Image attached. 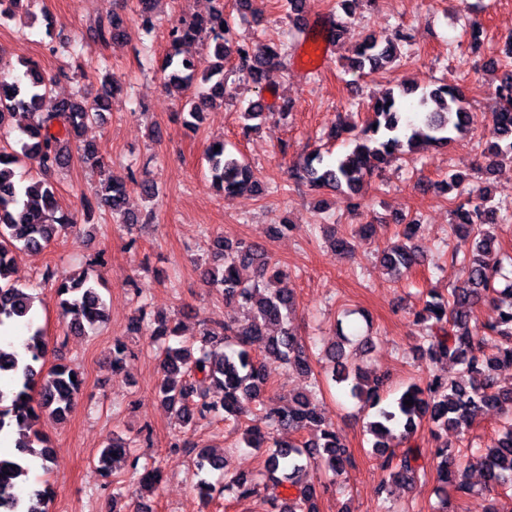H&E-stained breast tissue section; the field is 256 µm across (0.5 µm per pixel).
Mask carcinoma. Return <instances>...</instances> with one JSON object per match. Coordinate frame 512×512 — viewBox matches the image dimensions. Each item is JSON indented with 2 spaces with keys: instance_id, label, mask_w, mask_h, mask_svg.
Wrapping results in <instances>:
<instances>
[{
  "instance_id": "cac0c4a2",
  "label": "carcinoma",
  "mask_w": 512,
  "mask_h": 512,
  "mask_svg": "<svg viewBox=\"0 0 512 512\" xmlns=\"http://www.w3.org/2000/svg\"><path fill=\"white\" fill-rule=\"evenodd\" d=\"M30 0H0V21H24V4ZM156 0H139L137 22L140 32L151 35L156 27ZM125 36L123 17L112 11L97 17L87 28V39L108 45ZM169 50L161 70L166 73L167 88L187 95L184 109L187 127L196 126L202 110L224 103V61H237L243 80L260 83L271 68H287L288 51L281 42L253 47L239 44L231 37L223 10L207 16L180 17L168 32ZM214 43L209 64L198 68L188 48L195 42ZM401 33L388 39L367 36L352 48L348 71L354 74L378 73L398 67L403 60L399 44ZM118 88V80L106 74L102 81L104 96L89 103L72 97L58 100L51 96V79L33 61L23 64L20 74L11 72L0 56V133L19 131L17 147L0 148V330L24 328L20 345L8 351L0 346V435L16 434L8 458L0 457V512H48L53 487L27 489L28 459L35 454L43 460L45 473L53 472V446L38 429L42 416L59 421L72 411L82 379L79 372L65 364L46 366V332L33 312L36 296L11 278L12 248L21 245L33 253L43 251L61 234L76 228L78 220L62 210L55 199L49 178L69 167V145L83 128L100 121L109 108V98ZM498 106L491 114L496 140L485 152L486 170L512 164V70L506 69L496 88ZM371 118L361 133L344 125L331 129L335 139L353 134V148L324 163L320 150L308 154L296 168V178L315 190L343 188L357 196L375 165L390 163L396 153H413L422 146L446 147L453 136L473 122L460 90L444 82L422 86L386 89L372 105ZM209 147L206 177L226 196L261 191L254 170L245 161L222 149ZM36 166L33 175L19 174L16 167ZM133 177H112L93 196L83 198L84 219L94 210L106 207L127 224H147L148 214L134 216L126 211L128 183ZM502 206L492 202L485 190L475 200L467 198L455 204V230L472 238L471 255L451 256V268L458 269L448 282V295L428 292L421 310L414 313L423 343L422 355L431 363L443 360L460 366L456 376L439 373L429 376L425 386H408L392 403L385 402L384 381L356 363L357 355L373 345L366 336L356 343L340 338L325 349L331 380L344 385L348 395L374 410L368 431L374 437L372 448L389 454L388 480L379 494L388 495L394 486L414 487L426 477L419 450L396 448L414 437L418 427L427 424L431 435L467 427L488 409L512 415V381L505 384L495 376L501 365H512V280L505 288L494 287L503 265L490 256L500 250L493 232ZM399 240L377 251V259L391 273L400 276L423 262L416 245L421 231L419 220L402 221ZM212 262L205 269L207 283L224 295V302L243 313V319L206 327L198 337L179 341L173 347L167 341L181 336L176 319H163L153 327L151 337L162 342L157 354L161 381L157 397L182 427V440L173 444L197 449L194 467L199 472L220 473L223 484L201 479L195 485L200 499L207 503L227 490L237 497L266 496L273 512H319L318 500L325 485L309 482L310 471L325 477L337 475L351 463L344 436L322 409L317 393L298 394L293 402L281 406L266 395L269 375L265 359L274 358L302 374L311 372L312 347L305 344L292 326L294 290L269 288L272 282L287 280V274L265 254L258 244L229 242L217 235L210 244ZM254 268L253 279L244 280L242 268ZM44 284L53 288L62 317L70 318V332L92 330L103 318L101 283L88 272L59 278L51 270L43 274ZM490 304L498 311L491 324L478 321L476 310ZM502 339L497 352L486 354L482 337ZM263 349V357L253 354V346ZM412 405L407 406L404 401ZM253 413L245 426L243 441L248 448L263 450L259 473L252 477L229 475L228 461L222 453L201 446L188 437L195 421L220 418L237 422ZM288 432V440L275 437ZM441 486L439 502L433 512H448V497L463 500L473 486L456 477V456L448 447L434 449ZM131 460L132 477L145 488L156 489L162 483L161 469L139 464L132 456V442L121 437L100 450L97 461L102 471ZM476 465L484 472L485 491L491 493L512 487V424L479 451ZM285 492L266 495L269 488Z\"/></svg>"
}]
</instances>
